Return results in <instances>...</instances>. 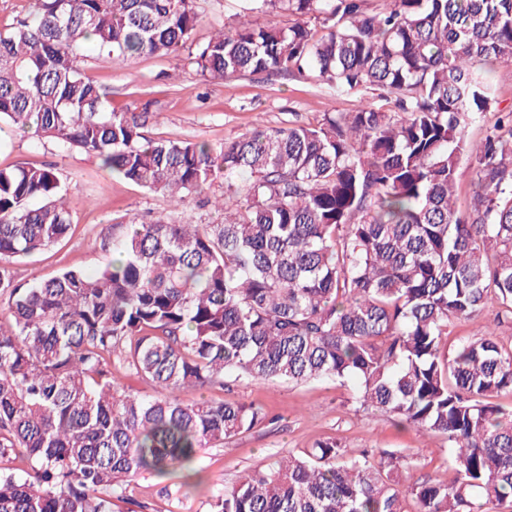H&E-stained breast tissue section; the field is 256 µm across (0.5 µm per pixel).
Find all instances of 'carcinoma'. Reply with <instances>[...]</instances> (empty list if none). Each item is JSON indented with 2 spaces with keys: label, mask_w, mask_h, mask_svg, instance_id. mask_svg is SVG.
<instances>
[{
  "label": "carcinoma",
  "mask_w": 512,
  "mask_h": 512,
  "mask_svg": "<svg viewBox=\"0 0 512 512\" xmlns=\"http://www.w3.org/2000/svg\"><path fill=\"white\" fill-rule=\"evenodd\" d=\"M286 28H223L183 54L196 0H33L0 31V122L100 160L174 207L224 178L222 224L113 225L112 260L33 285L10 264L71 230L51 167L0 168V512H116L144 472L254 428L245 404L186 389L331 379L355 401L443 437L448 485L404 484L407 456L315 443L224 488L209 512H502L512 508V350L492 334L451 353L452 320L491 300L512 313V111L470 151L465 128L512 62V0H252ZM176 58L212 80L309 79L374 101L315 125L265 127L214 147L154 138L157 113L112 109L79 66ZM476 190L456 208L461 160ZM120 366L170 390L144 398Z\"/></svg>",
  "instance_id": "obj_1"
}]
</instances>
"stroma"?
<instances>
[{
  "instance_id": "1",
  "label": "stroma",
  "mask_w": 512,
  "mask_h": 512,
  "mask_svg": "<svg viewBox=\"0 0 512 512\" xmlns=\"http://www.w3.org/2000/svg\"><path fill=\"white\" fill-rule=\"evenodd\" d=\"M198 11L200 20L192 35L196 43L207 41L217 28H232L241 22L288 23L287 15L280 12H244L241 0H199ZM81 68L110 92L114 108L132 110L150 104L160 116L159 124L149 130L151 136L189 138L214 146L258 127L314 124L324 113L346 112L355 104L353 97L295 78L259 74L213 81L166 56L143 55L118 66L88 48L82 53ZM492 77L496 106L487 111L483 122L469 126L468 139L474 147L480 145L498 111L512 110V63L495 66ZM44 164L55 168L65 186L72 231L52 249L13 263V274L22 283L50 278L64 268L101 269L112 258L101 242L111 237L113 224L122 219L150 221L170 215L181 224L224 221L210 204L223 195V181L208 187L203 199L190 200L175 212L166 196L103 170L95 158L61 150L10 125L0 126L1 168ZM488 329L502 347L512 349V315L494 301L472 320L451 326L445 346L454 348ZM355 394V382L332 380L237 383L202 393L184 391L183 400L205 397L243 403L261 409L266 419L224 446L201 449L194 476H139L129 488L127 501L118 508L120 512H208L212 496L249 471L324 438L336 439L353 455L365 448H384L411 456V466L400 473L404 482L454 480L453 459L440 437L401 426L383 412L358 408Z\"/></svg>"
}]
</instances>
